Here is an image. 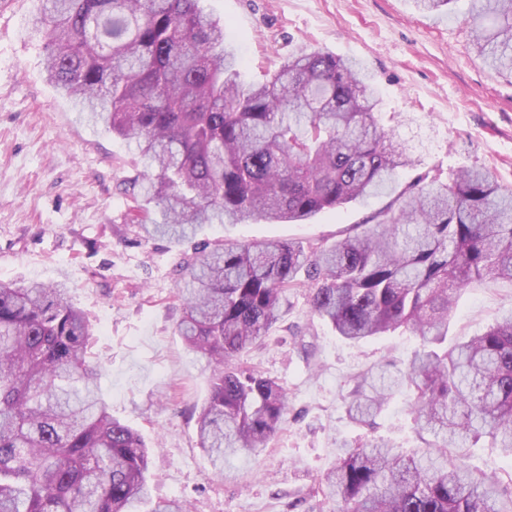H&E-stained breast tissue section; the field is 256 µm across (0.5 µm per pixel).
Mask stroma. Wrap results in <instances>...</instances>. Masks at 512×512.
Returning <instances> with one entry per match:
<instances>
[{
	"label": "stroma",
	"mask_w": 512,
	"mask_h": 512,
	"mask_svg": "<svg viewBox=\"0 0 512 512\" xmlns=\"http://www.w3.org/2000/svg\"><path fill=\"white\" fill-rule=\"evenodd\" d=\"M38 0H0V281H65L94 330L92 358L112 415L151 450L157 499L190 512H333L310 498L342 454L341 443L384 436L423 447L396 395L373 426L353 423L346 399L357 374L392 366L418 347L395 332L353 344L312 316L308 291L286 294L282 319L238 364L281 381L288 419L267 448L224 463L217 479L197 444L194 411L210 369L178 332L183 268L198 247L227 240L308 245L358 232L388 196L323 210L301 223L207 224L180 240L144 237L123 188L143 168L133 144L88 122L51 84L41 38L29 36ZM243 60L240 78L261 83L291 54L321 50L359 61L383 98L382 123L417 134V173L483 167L512 189V73L476 54L467 0L435 13L414 0H203ZM406 121L395 124L394 114ZM512 311V283L472 284L449 337L486 330Z\"/></svg>",
	"instance_id": "1"
}]
</instances>
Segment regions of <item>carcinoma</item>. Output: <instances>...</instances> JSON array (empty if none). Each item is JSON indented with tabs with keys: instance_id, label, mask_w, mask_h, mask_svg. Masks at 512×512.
<instances>
[{
	"instance_id": "cac0c4a2",
	"label": "carcinoma",
	"mask_w": 512,
	"mask_h": 512,
	"mask_svg": "<svg viewBox=\"0 0 512 512\" xmlns=\"http://www.w3.org/2000/svg\"><path fill=\"white\" fill-rule=\"evenodd\" d=\"M469 15L477 55L512 72V0H470ZM30 30L74 108L136 144L146 170L125 192L148 238L391 197L362 232L330 245L246 240L195 252L178 332L211 366L197 434L213 475L286 422V388L233 358L269 336L303 270L312 314L344 340L399 329L420 339L404 368L358 376L349 418L370 424L403 393L415 429L437 438L422 451L381 436L347 448L312 495L336 512H512L495 476L464 454L448 458L481 435L512 458V314L448 345L472 283L512 282V190L473 168L399 185L416 160L380 124L359 62L301 53L246 84L224 23L200 0H40ZM90 339L67 284L0 281V512H136L147 500L148 448L112 417Z\"/></svg>"
}]
</instances>
